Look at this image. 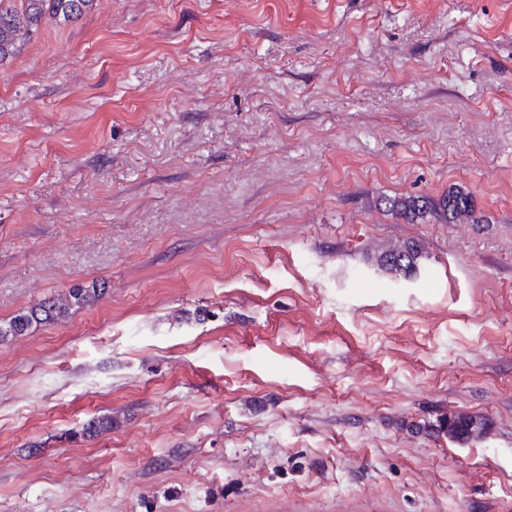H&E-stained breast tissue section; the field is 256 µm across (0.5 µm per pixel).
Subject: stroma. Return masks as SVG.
I'll return each instance as SVG.
<instances>
[{
  "label": "stroma",
  "instance_id": "35a3bbf8",
  "mask_svg": "<svg viewBox=\"0 0 512 512\" xmlns=\"http://www.w3.org/2000/svg\"><path fill=\"white\" fill-rule=\"evenodd\" d=\"M455 185L485 223L375 207ZM95 280L0 343V512H512V0L42 25L0 62V320ZM424 253V247L419 241L407 240L381 251L375 256V262L395 278H410L419 271ZM105 283L93 281L85 287L70 288L63 298L48 299L18 311L7 320H0V342L29 333L41 324L55 323L69 317L74 311L90 307L104 296ZM424 429H431L432 433L448 434L458 442H467L474 437H479L486 432L487 423L476 416L451 413L448 417L440 419L437 424L425 425Z\"/></svg>",
  "mask_w": 512,
  "mask_h": 512
}]
</instances>
